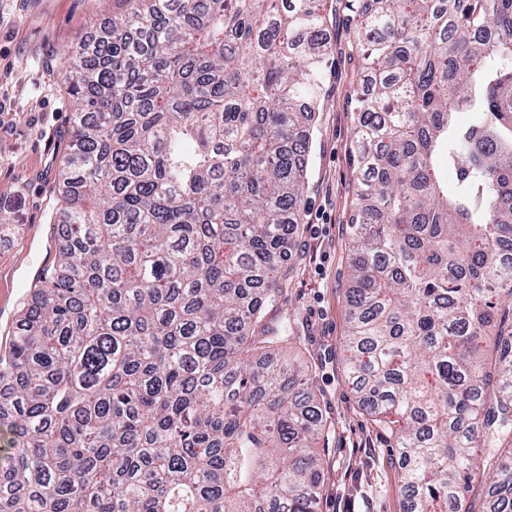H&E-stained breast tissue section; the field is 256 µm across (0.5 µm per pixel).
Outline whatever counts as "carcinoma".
I'll return each instance as SVG.
<instances>
[{
	"mask_svg": "<svg viewBox=\"0 0 512 512\" xmlns=\"http://www.w3.org/2000/svg\"><path fill=\"white\" fill-rule=\"evenodd\" d=\"M122 2L58 71L66 232L0 358V512H316L330 428L280 305L323 8ZM347 3L345 368L405 512H461L487 467L512 512V0Z\"/></svg>",
	"mask_w": 512,
	"mask_h": 512,
	"instance_id": "1",
	"label": "carcinoma"
}]
</instances>
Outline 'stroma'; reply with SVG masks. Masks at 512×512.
<instances>
[{
	"label": "stroma",
	"mask_w": 512,
	"mask_h": 512,
	"mask_svg": "<svg viewBox=\"0 0 512 512\" xmlns=\"http://www.w3.org/2000/svg\"><path fill=\"white\" fill-rule=\"evenodd\" d=\"M120 0H0V350L12 336L32 268L55 257L59 164L73 103L56 68L77 38L93 41ZM345 9L330 15L332 53L307 158L302 221L293 230L292 283L284 306L330 426L317 512H403L393 441L363 412L343 363L355 166L351 151L359 54Z\"/></svg>",
	"instance_id": "1"
}]
</instances>
